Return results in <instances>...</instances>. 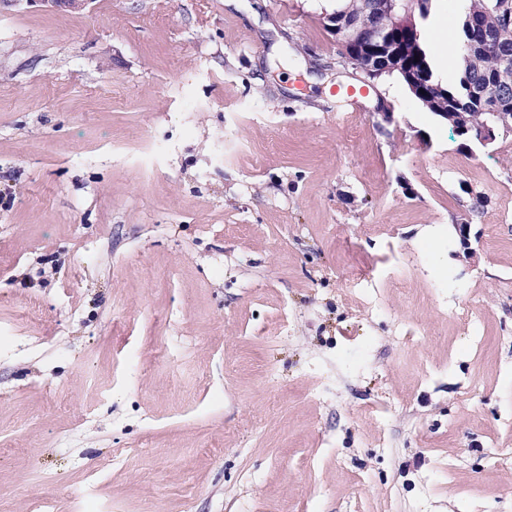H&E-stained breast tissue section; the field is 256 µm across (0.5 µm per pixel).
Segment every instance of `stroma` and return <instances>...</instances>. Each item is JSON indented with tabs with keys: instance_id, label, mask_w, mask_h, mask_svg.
<instances>
[{
	"instance_id": "obj_1",
	"label": "stroma",
	"mask_w": 512,
	"mask_h": 512,
	"mask_svg": "<svg viewBox=\"0 0 512 512\" xmlns=\"http://www.w3.org/2000/svg\"><path fill=\"white\" fill-rule=\"evenodd\" d=\"M332 12L0 13V512H512V137L340 96ZM385 263L390 265L393 270L385 277H379L373 271L364 270L356 272L351 277V291L357 293L367 311L378 309L383 301V288L398 281L402 276L399 274L398 269L401 262L390 254L385 257Z\"/></svg>"
}]
</instances>
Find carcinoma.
I'll use <instances>...</instances> for the list:
<instances>
[{
	"mask_svg": "<svg viewBox=\"0 0 512 512\" xmlns=\"http://www.w3.org/2000/svg\"><path fill=\"white\" fill-rule=\"evenodd\" d=\"M342 5L328 17L335 25V17L348 16L359 20L364 35L387 22L383 11L370 6L373 0H341ZM433 0H418L415 4V34L396 28L392 40L406 43L407 54L402 57L395 77L407 86L412 99L433 116L448 113L452 133L464 140L468 133L457 127L461 112L478 124L494 113L495 124L505 127L512 123V70L501 68L503 54L512 56V31L502 35L501 44L492 48L482 47L480 31H496L501 25L494 9L495 0H458L460 14L457 34L458 66L452 78L439 76L435 49L423 39L422 31L429 24ZM472 87L487 89V97L478 99L469 93Z\"/></svg>",
	"mask_w": 512,
	"mask_h": 512,
	"instance_id": "obj_1",
	"label": "carcinoma"
}]
</instances>
